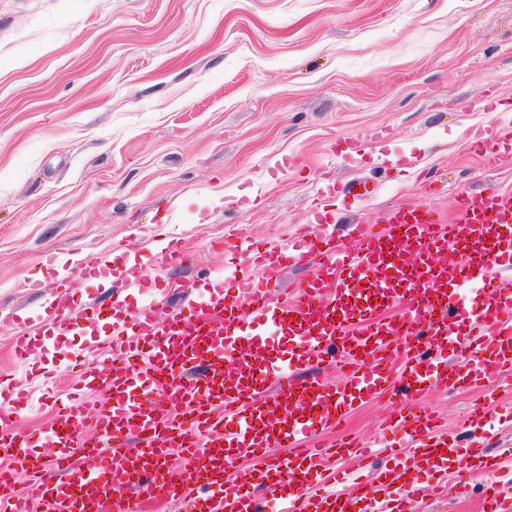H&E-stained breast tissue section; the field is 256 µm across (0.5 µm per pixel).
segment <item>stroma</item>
Returning a JSON list of instances; mask_svg holds the SVG:
<instances>
[{"mask_svg": "<svg viewBox=\"0 0 512 512\" xmlns=\"http://www.w3.org/2000/svg\"><path fill=\"white\" fill-rule=\"evenodd\" d=\"M512 0H0V380L30 392L15 427L53 420L86 342L62 335L28 361L12 340L49 282L119 250L170 282L171 300L220 265L227 226L251 242L308 222L327 170L373 192L337 208V235L420 202L512 193V160L471 154L472 128L512 125ZM370 161L334 154L369 138ZM188 250L159 261L153 227ZM209 277V276H208ZM473 396L431 392L466 446ZM426 512H479L486 478Z\"/></svg>", "mask_w": 512, "mask_h": 512, "instance_id": "obj_1", "label": "stroma"}]
</instances>
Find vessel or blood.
I'll return each mask as SVG.
<instances>
[{"label":"vessel or blood","instance_id":"b4317fda","mask_svg":"<svg viewBox=\"0 0 512 512\" xmlns=\"http://www.w3.org/2000/svg\"><path fill=\"white\" fill-rule=\"evenodd\" d=\"M468 150L511 158L512 126L475 132ZM313 217L319 232L285 242L243 246L230 230L215 244L234 283L223 293L203 284L164 306L165 283L133 270L122 285L144 304L79 307L73 280L56 279L41 335L102 315L111 325L92 345L108 355L76 361L74 391L55 400V422L36 438L9 425L15 397L0 389V457L9 462L0 469V512H143L149 491L190 512H260L261 493L282 512H416L420 498L447 493L423 486L422 473L447 470L462 453L491 477L484 512H512L494 478L512 448L501 459L480 442L459 450L422 404L431 390L482 388L489 373L512 374V194H461L448 219L421 203L392 209L380 230L350 226L351 248L329 232L332 217ZM303 260L311 277L276 297L284 269ZM77 279L111 281V255L79 265ZM470 288L468 303H453ZM460 343L471 357L453 372L448 347ZM328 368L342 370L338 385L323 378ZM92 388L106 398L87 403ZM387 393L406 404L393 425L409 445L393 450L377 479L354 477L346 494L330 460L363 450L356 439L322 436L357 403ZM469 422L480 441L496 430L482 402ZM19 475L28 478L22 493Z\"/></svg>","mask_w":512,"mask_h":512}]
</instances>
